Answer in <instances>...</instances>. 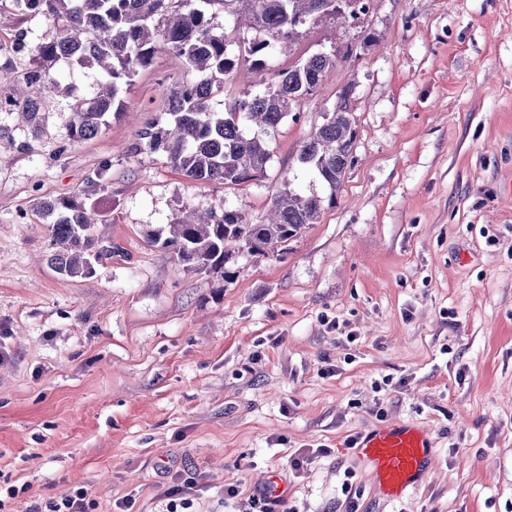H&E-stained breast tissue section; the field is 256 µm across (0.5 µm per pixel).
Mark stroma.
Wrapping results in <instances>:
<instances>
[{
    "instance_id": "obj_1",
    "label": "stroma",
    "mask_w": 512,
    "mask_h": 512,
    "mask_svg": "<svg viewBox=\"0 0 512 512\" xmlns=\"http://www.w3.org/2000/svg\"><path fill=\"white\" fill-rule=\"evenodd\" d=\"M48 31L0 0V95L22 87ZM330 49L336 69L239 186L132 153L188 78L163 47L93 139L68 137L91 92L79 69L39 129L0 114V486L17 490L0 512L80 488L95 512L125 498L163 512L173 471L202 480L195 512H234L227 488L245 499L272 477L286 512H512V0H374L269 65ZM345 88L354 162L287 253L198 273L150 243L221 204L264 223L287 177L321 191L296 158ZM66 197L96 204L97 234L124 251L86 278L47 261L39 204ZM395 417L430 429L435 457L389 501L348 441ZM298 450L311 460L295 474Z\"/></svg>"
}]
</instances>
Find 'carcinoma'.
Masks as SVG:
<instances>
[{"label":"carcinoma","mask_w":512,"mask_h":512,"mask_svg":"<svg viewBox=\"0 0 512 512\" xmlns=\"http://www.w3.org/2000/svg\"><path fill=\"white\" fill-rule=\"evenodd\" d=\"M197 0H16L33 17L51 22L48 37L34 49L27 85L39 95L13 92L0 96V112L16 114L26 125L39 126L46 99L57 94L64 73L56 64L91 69L94 91L78 100L68 136L75 142L98 135L112 113L123 109L121 94L139 71L148 68L157 47L182 58L196 79L168 95L164 115L137 134L133 151L162 152L174 168L204 184L237 186L257 179L271 159L268 137L294 112L300 99L318 91L334 70L336 52H316L280 70L255 93L224 102L212 101L223 91L224 77L247 61L253 73L298 39L302 29L321 20H338V0H203L225 9L241 6L243 21L255 37L229 52L233 38L215 32L214 17L196 7ZM356 127L348 90L338 96L324 122L299 150L297 163L328 189L327 195L291 187L273 199L266 224H249L239 210L214 208L200 219L178 218L168 228L148 232L151 242L173 253L185 267L201 273L226 269L236 256H266L286 247L325 208L336 202L346 169L352 163ZM49 220L55 250L50 264L68 278L87 277L94 263L120 255V246L94 234L100 211L76 199L40 204Z\"/></svg>","instance_id":"carcinoma-1"}]
</instances>
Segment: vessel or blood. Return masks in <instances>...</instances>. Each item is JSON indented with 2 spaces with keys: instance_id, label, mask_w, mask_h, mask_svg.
Wrapping results in <instances>:
<instances>
[{
  "instance_id": "obj_1",
  "label": "vessel or blood",
  "mask_w": 512,
  "mask_h": 512,
  "mask_svg": "<svg viewBox=\"0 0 512 512\" xmlns=\"http://www.w3.org/2000/svg\"><path fill=\"white\" fill-rule=\"evenodd\" d=\"M374 483L390 500L418 487L431 469L433 441L427 428L397 420L381 425L357 440Z\"/></svg>"
}]
</instances>
